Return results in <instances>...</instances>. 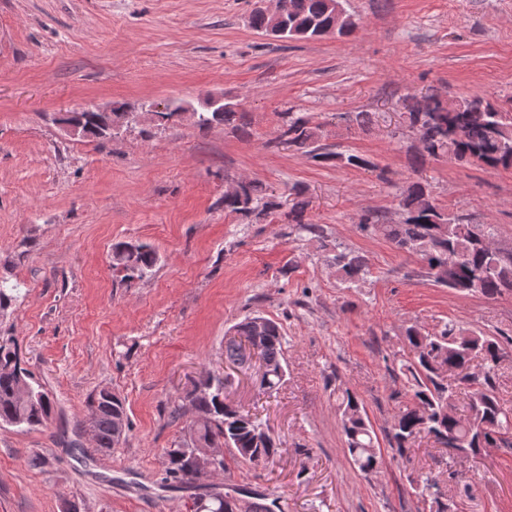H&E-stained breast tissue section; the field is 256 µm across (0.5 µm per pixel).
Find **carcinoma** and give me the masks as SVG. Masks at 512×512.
<instances>
[{"label":"carcinoma","instance_id":"obj_1","mask_svg":"<svg viewBox=\"0 0 512 512\" xmlns=\"http://www.w3.org/2000/svg\"><path fill=\"white\" fill-rule=\"evenodd\" d=\"M288 9L278 17L254 10L250 26L263 33L279 30L285 40L318 39L327 35L350 36L359 19L342 0H286ZM409 127L417 132L420 157H447L459 165L489 169H512V107L474 96L456 101L430 97L403 101ZM194 125L207 130L224 124L244 131L246 114L239 104L227 101L214 106L209 99L194 107ZM185 105H167L150 122L162 125L182 119ZM281 142L293 151L344 168L369 170L374 163L354 153H339L320 144L323 125L301 112H283ZM309 202L303 192H294L288 224L290 234L319 237L317 225L306 219ZM281 207L274 193L257 181L244 180L238 190L224 194V212L241 216L267 217ZM401 219L388 223L377 212L361 215L359 227L381 234L398 251L415 255L424 263L426 274L439 286L462 294L488 299L512 296V253H496V229L492 224H473L462 214L451 215L436 202L430 185L410 181L398 194ZM116 265L127 280L142 279L158 261L149 245L120 243L113 247ZM337 278L353 286L370 274L366 257L342 249L333 257ZM234 337L224 342L225 358L242 365L247 356L244 342L256 346L269 365L259 376V389L270 393L286 376V338L282 325L272 319L265 328H254L252 318L235 324ZM410 357L401 360L399 372L411 403L398 407L387 435L389 446L406 455L412 441L425 434L442 448H461L476 457L483 448H512V409L501 401L496 376L506 357L501 341L482 332L453 325L425 332L411 325L405 329ZM469 393V417L454 413V400L461 387ZM187 400L193 418L167 450L164 481L191 487L199 468L200 448L222 446L241 462L257 465L277 452L278 444L249 412L224 404V382L211 371L192 382ZM336 404L341 415L350 463L360 474L376 472L380 458L376 431L358 395L336 387ZM88 422L94 447L112 452L126 439L129 422L125 401L109 389L92 391L87 400ZM52 413L49 393L26 367L16 343L0 340V424L36 429ZM414 493L430 503L432 512H448V499L437 494L436 477L428 473L409 474ZM243 506L231 512H281L279 498L272 493L247 488L236 490ZM192 512H225L224 493L209 491L192 502Z\"/></svg>","mask_w":512,"mask_h":512}]
</instances>
